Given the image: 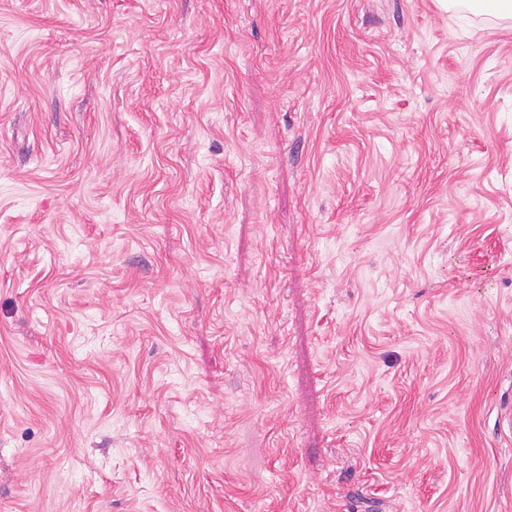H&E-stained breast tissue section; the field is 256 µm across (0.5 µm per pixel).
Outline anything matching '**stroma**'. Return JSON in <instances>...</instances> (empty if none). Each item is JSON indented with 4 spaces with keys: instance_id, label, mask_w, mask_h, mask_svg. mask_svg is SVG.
<instances>
[{
    "instance_id": "obj_1",
    "label": "stroma",
    "mask_w": 512,
    "mask_h": 512,
    "mask_svg": "<svg viewBox=\"0 0 512 512\" xmlns=\"http://www.w3.org/2000/svg\"><path fill=\"white\" fill-rule=\"evenodd\" d=\"M512 20L0 0V512H512Z\"/></svg>"
}]
</instances>
